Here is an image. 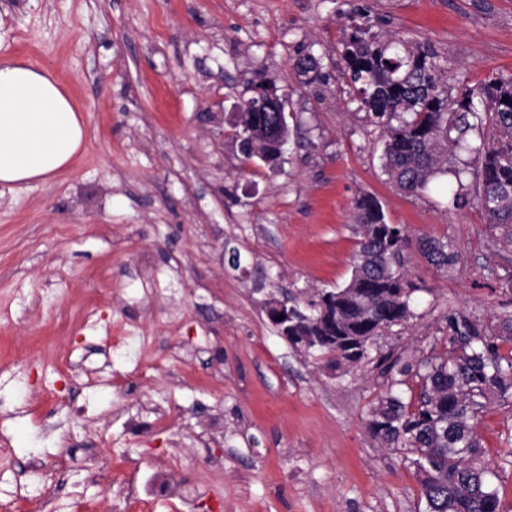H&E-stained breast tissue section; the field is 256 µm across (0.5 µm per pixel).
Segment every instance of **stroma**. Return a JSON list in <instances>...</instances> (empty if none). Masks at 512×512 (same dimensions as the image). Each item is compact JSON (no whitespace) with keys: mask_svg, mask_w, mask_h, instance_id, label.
<instances>
[{"mask_svg":"<svg viewBox=\"0 0 512 512\" xmlns=\"http://www.w3.org/2000/svg\"><path fill=\"white\" fill-rule=\"evenodd\" d=\"M363 23L431 45L449 92L512 77V0H0V62L47 70L86 129L53 176L0 186V380L29 379L0 411V455L41 463L0 472V512H18V485L41 512H426L413 453L369 427L383 361L445 355L450 312L512 316V247L473 166L459 209L384 175L380 130L340 75ZM308 53L326 74L311 86L293 66ZM260 73L298 121L275 169L244 160L231 127ZM364 194L412 240V316L331 370L265 302L349 282ZM425 236L453 247V270ZM476 432L512 512V396L487 400ZM160 472L186 499H114ZM420 247L431 264L446 272L451 270L458 262V255L448 248L447 242L427 238L420 242Z\"/></svg>","mask_w":512,"mask_h":512,"instance_id":"stroma-1","label":"stroma"}]
</instances>
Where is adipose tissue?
I'll return each instance as SVG.
<instances>
[{
    "label": "adipose tissue",
    "instance_id": "adipose-tissue-1",
    "mask_svg": "<svg viewBox=\"0 0 512 512\" xmlns=\"http://www.w3.org/2000/svg\"><path fill=\"white\" fill-rule=\"evenodd\" d=\"M84 140L75 106L48 75L29 63L0 64V185L48 178Z\"/></svg>",
    "mask_w": 512,
    "mask_h": 512
}]
</instances>
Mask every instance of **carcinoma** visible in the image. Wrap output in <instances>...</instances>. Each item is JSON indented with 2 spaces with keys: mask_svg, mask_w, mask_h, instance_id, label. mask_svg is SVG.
Returning <instances> with one entry per match:
<instances>
[{
  "mask_svg": "<svg viewBox=\"0 0 512 512\" xmlns=\"http://www.w3.org/2000/svg\"><path fill=\"white\" fill-rule=\"evenodd\" d=\"M436 51L400 36L386 39L358 25L342 42V74L355 87L366 117L380 128L382 169L401 191L418 195L448 173V160L460 151L473 155L478 171L477 202L487 223L501 231L512 247V79L493 77L478 87L463 86L455 97L437 72ZM293 66L312 85L325 79L321 61L308 54ZM288 125L283 113L249 98L238 133L260 130L250 160L275 153L276 136ZM478 134L471 145L466 135ZM353 224L359 237L350 282L336 289L334 316H320L316 300L295 304V335L311 338L305 352L338 369L363 356L354 350L367 339L400 325L411 316L414 291L404 269L407 230L388 222L372 195L357 198ZM424 256L448 271L458 255L448 243L427 238ZM512 341V317L493 327L470 315H448V356L403 364L397 373L421 382L420 404L410 412L393 387L372 412V433L382 440L411 448L419 474V494L428 512H502L499 491L492 485L499 465L485 457L475 427L483 402L492 396H512V355L498 353L494 340Z\"/></svg>",
  "mask_w": 512,
  "mask_h": 512,
  "instance_id": "obj_1",
  "label": "carcinoma"
}]
</instances>
